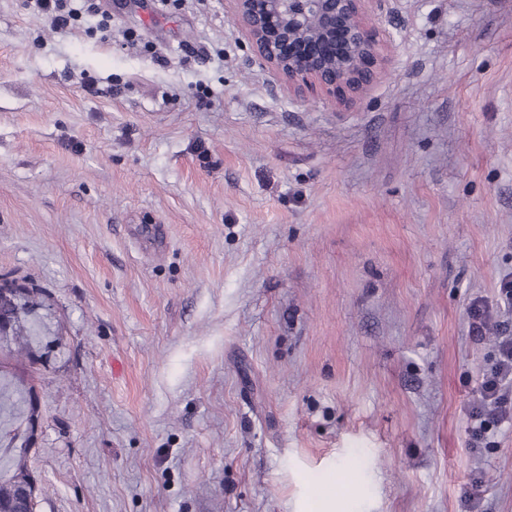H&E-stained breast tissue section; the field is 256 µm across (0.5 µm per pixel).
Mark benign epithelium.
Listing matches in <instances>:
<instances>
[{"instance_id": "benign-epithelium-1", "label": "benign epithelium", "mask_w": 512, "mask_h": 512, "mask_svg": "<svg viewBox=\"0 0 512 512\" xmlns=\"http://www.w3.org/2000/svg\"><path fill=\"white\" fill-rule=\"evenodd\" d=\"M251 58L272 69L288 95L326 96L336 109L362 99L385 62L386 44L365 21L369 0H228Z\"/></svg>"}]
</instances>
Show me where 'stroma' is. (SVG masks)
I'll return each instance as SVG.
<instances>
[{
  "instance_id": "1",
  "label": "stroma",
  "mask_w": 512,
  "mask_h": 512,
  "mask_svg": "<svg viewBox=\"0 0 512 512\" xmlns=\"http://www.w3.org/2000/svg\"><path fill=\"white\" fill-rule=\"evenodd\" d=\"M0 0V280L61 340L36 512H512L471 447L512 272V0H372L362 101L289 97L228 0ZM108 20H101V13ZM34 10L47 19L56 30H66L79 20L78 13L70 8L71 0H31ZM501 308H512V272L499 278L494 302L476 297L468 304L466 312L469 334L473 342L483 341L494 313H498Z\"/></svg>"
}]
</instances>
